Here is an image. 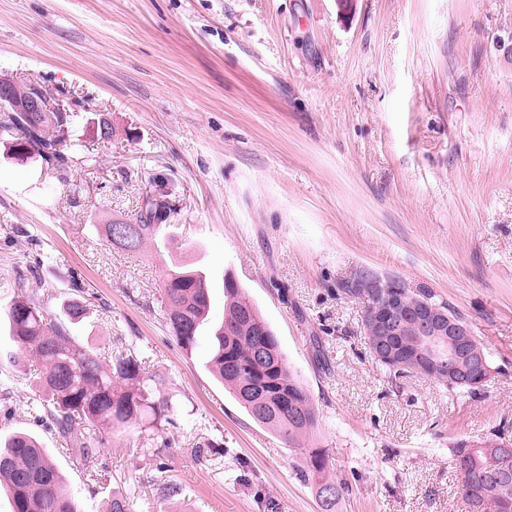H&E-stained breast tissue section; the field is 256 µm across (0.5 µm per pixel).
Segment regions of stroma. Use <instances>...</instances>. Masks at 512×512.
Wrapping results in <instances>:
<instances>
[{"label":"stroma","instance_id":"1","mask_svg":"<svg viewBox=\"0 0 512 512\" xmlns=\"http://www.w3.org/2000/svg\"><path fill=\"white\" fill-rule=\"evenodd\" d=\"M66 94L80 195L0 139V349L19 276L52 312L83 285L71 330L93 350L135 345L177 409L95 436L77 462L31 411L33 376L0 365V437H36L81 512L112 490L135 512H321L295 449L248 415L209 368L232 276L279 338L349 490L338 512H468L457 442L512 427V0H0V79ZM116 133L99 139L87 117ZM174 214L131 253L98 225L132 221L153 176ZM202 271L210 308L192 349L161 307L167 274ZM446 301L486 346L483 391L391 380L363 330L360 270ZM322 339L318 366L311 337ZM184 488L174 504L155 482Z\"/></svg>","mask_w":512,"mask_h":512}]
</instances>
